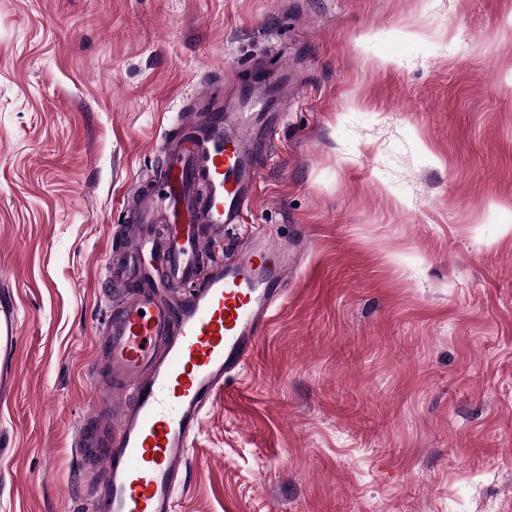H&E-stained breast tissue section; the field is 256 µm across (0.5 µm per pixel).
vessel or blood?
Returning a JSON list of instances; mask_svg holds the SVG:
<instances>
[{
  "mask_svg": "<svg viewBox=\"0 0 512 512\" xmlns=\"http://www.w3.org/2000/svg\"><path fill=\"white\" fill-rule=\"evenodd\" d=\"M288 77L252 66L225 92L208 81L162 137V163L140 180L104 275L110 310L97 341L103 397L72 446L93 473L89 512H178L194 436L249 364L283 300L291 247L250 237L224 260V231L243 223L258 182L254 147L273 137ZM17 290L0 276V405L20 389Z\"/></svg>",
  "mask_w": 512,
  "mask_h": 512,
  "instance_id": "obj_1",
  "label": "vessel or blood"
}]
</instances>
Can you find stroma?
<instances>
[{
	"label": "stroma",
	"mask_w": 512,
	"mask_h": 512,
	"mask_svg": "<svg viewBox=\"0 0 512 512\" xmlns=\"http://www.w3.org/2000/svg\"><path fill=\"white\" fill-rule=\"evenodd\" d=\"M251 58L298 92L224 257L260 224L309 245L179 512H512V0H0V512H86L71 434L123 203ZM21 318L17 290L8 276H0V405L20 389L18 356L21 349Z\"/></svg>",
	"instance_id": "obj_1"
}]
</instances>
